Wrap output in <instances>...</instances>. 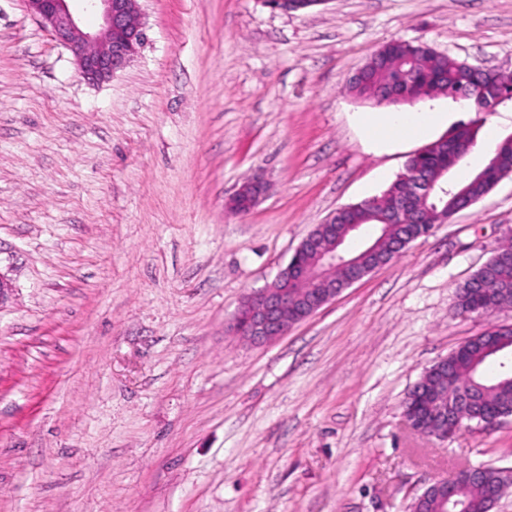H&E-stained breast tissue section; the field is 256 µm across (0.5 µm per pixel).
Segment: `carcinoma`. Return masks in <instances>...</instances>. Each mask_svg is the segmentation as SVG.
Wrapping results in <instances>:
<instances>
[{
  "instance_id": "cac0c4a2",
  "label": "carcinoma",
  "mask_w": 512,
  "mask_h": 512,
  "mask_svg": "<svg viewBox=\"0 0 512 512\" xmlns=\"http://www.w3.org/2000/svg\"><path fill=\"white\" fill-rule=\"evenodd\" d=\"M394 50L385 60L372 56L367 61L368 75L363 81L348 80L347 89L355 97L382 104L383 91L396 77L407 82L405 91L410 96L434 99L445 96L453 100L481 101L484 108H495L512 103V73H502L494 81L495 94H484L487 79L472 75L465 77L459 61L438 54L421 42L395 39L390 41ZM481 124L474 119L455 126L448 140L438 139L409 158L405 168L419 167L443 190L427 201L416 194L415 186L404 176L399 178L382 195L371 197L342 213L336 228L344 224L378 226L384 222L394 203L404 204L402 220L417 222L421 235H427L439 221L442 212L453 213L463 208L470 199L485 195L497 174L512 172V135L497 142L487 161L488 172L469 174L459 182L449 180L460 161L454 152L459 143L475 144ZM503 260L488 271L478 270L484 292L476 295L465 283L458 291L459 306L470 310L476 306L487 309L512 306V244L499 250ZM512 356V330L490 335L476 336L461 344L448 357L453 370L450 374L434 372L428 375L435 390L428 405L417 409L422 432H434L441 425L434 420L432 411L450 403L459 391H473L476 403L465 412L469 421L481 422L503 408L512 406V367L501 363L502 358ZM486 478L482 483L462 484L448 481L454 499L465 508V512H486L490 494L502 497L504 480L497 468H485Z\"/></svg>"
}]
</instances>
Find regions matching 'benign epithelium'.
Here are the masks:
<instances>
[{
    "label": "benign epithelium",
    "instance_id": "7a95c632",
    "mask_svg": "<svg viewBox=\"0 0 512 512\" xmlns=\"http://www.w3.org/2000/svg\"><path fill=\"white\" fill-rule=\"evenodd\" d=\"M28 11L49 29L55 40L73 55L81 76L92 83L104 82L124 69L140 52L144 32L138 0H85L90 8L101 13L103 28L97 34L84 31L71 14L68 0H24ZM407 177L421 189L420 196L428 198L436 192V182L418 171H410ZM268 191L265 178L256 174L240 186L225 202V207L236 211L237 198L245 195L250 208H255ZM359 228L346 225L345 232L329 241H317L315 235H307L303 243L310 244L316 252L314 265L307 275L315 282L327 284L324 295L310 313L336 298L345 288L361 281L373 271L370 266L360 265L357 256L344 250L345 234ZM349 272L341 284L329 282L328 274L336 269ZM292 265H287L271 285L247 296L232 319L231 329L238 335L254 342L269 343L284 335L288 323V307L291 303Z\"/></svg>",
    "mask_w": 512,
    "mask_h": 512
}]
</instances>
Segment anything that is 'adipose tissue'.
<instances>
[{"label":"adipose tissue","instance_id":"obj_1","mask_svg":"<svg viewBox=\"0 0 512 512\" xmlns=\"http://www.w3.org/2000/svg\"><path fill=\"white\" fill-rule=\"evenodd\" d=\"M446 118L445 113L371 112L360 120L364 133L377 143H394L426 137Z\"/></svg>","mask_w":512,"mask_h":512}]
</instances>
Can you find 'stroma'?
<instances>
[{"label": "stroma", "instance_id": "1", "mask_svg": "<svg viewBox=\"0 0 512 512\" xmlns=\"http://www.w3.org/2000/svg\"><path fill=\"white\" fill-rule=\"evenodd\" d=\"M147 41L89 84L0 0V512H409L437 479L512 468V420L441 442L402 402L470 338L458 306L512 232V175L274 343L227 325L337 209L426 139L373 146L346 89L384 43L512 71V0H139ZM468 171L512 134L481 115ZM270 183L247 215L225 201ZM268 191V183L265 178L256 174L254 177L240 186L238 190L231 195L225 202V207L231 211H238L237 198L246 195L250 199V211L254 209Z\"/></svg>", "mask_w": 512, "mask_h": 512}]
</instances>
